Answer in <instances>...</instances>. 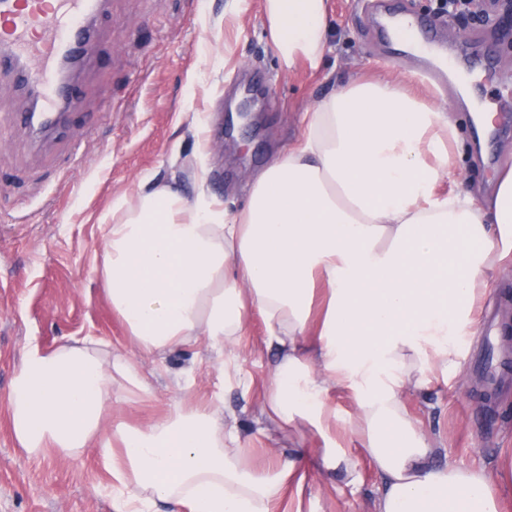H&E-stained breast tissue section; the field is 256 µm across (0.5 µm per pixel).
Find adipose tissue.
<instances>
[{
	"label": "adipose tissue",
	"instance_id": "obj_1",
	"mask_svg": "<svg viewBox=\"0 0 512 512\" xmlns=\"http://www.w3.org/2000/svg\"><path fill=\"white\" fill-rule=\"evenodd\" d=\"M285 67L318 65L325 0H264ZM301 142L253 179L228 213L177 180L147 176L112 200L93 272L131 353L98 336L43 346L30 337L8 396L13 437L31 457L98 449L113 512H288L313 473L380 480L369 512H512V457L493 469L441 465L406 392L456 373L478 335L485 287L512 256V166L490 197L465 189L460 132L442 103L393 82H352L306 115ZM263 322L279 360L259 414L318 437L305 452L259 460L210 403L184 400L142 420L112 395L152 398L138 357L198 344L216 354ZM354 409L355 452L336 441L332 399Z\"/></svg>",
	"mask_w": 512,
	"mask_h": 512
}]
</instances>
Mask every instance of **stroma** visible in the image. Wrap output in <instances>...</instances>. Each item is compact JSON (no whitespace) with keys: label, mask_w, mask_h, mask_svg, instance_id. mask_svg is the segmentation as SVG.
Listing matches in <instances>:
<instances>
[{"label":"stroma","mask_w":512,"mask_h":512,"mask_svg":"<svg viewBox=\"0 0 512 512\" xmlns=\"http://www.w3.org/2000/svg\"><path fill=\"white\" fill-rule=\"evenodd\" d=\"M328 41L319 67L285 68L270 40L262 0H106L93 20L98 52L73 82L75 105L60 129L35 133L17 123L26 100L0 76V512H113L101 491L95 452L61 460L26 459L10 431L6 401L28 337L53 346L70 336H104L127 350L92 274L103 246L99 227L119 192H134L148 174L176 177L195 194L192 176L206 165V190L227 211L243 207L253 176L298 143L305 117L322 97L361 78L398 81L432 98L409 49L382 46L357 0H326ZM457 24L442 33L456 79L445 102L463 132L461 163L474 184L489 187L512 154V22L501 27ZM255 100L254 124L219 137L225 113L239 98ZM495 113L479 134L472 110ZM512 319V266L496 273L483 333L464 341L458 374L431 377L407 393L412 415L437 441L436 460L492 468L512 454V377L485 400L481 372L488 339ZM264 327L249 315L240 343L225 358L239 369L227 379L205 349L141 358L154 402L113 395L121 413L147 417L196 394L231 413L249 448H291L295 435L265 430L257 420V388L268 380L274 352L261 346ZM356 488L327 482L313 493L322 512H363L379 480L361 467Z\"/></svg>","instance_id":"1"}]
</instances>
